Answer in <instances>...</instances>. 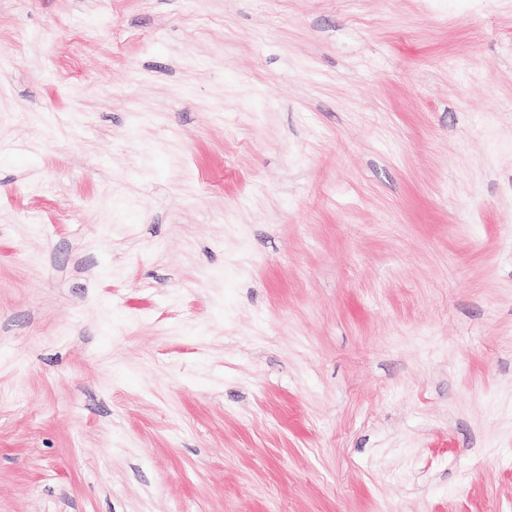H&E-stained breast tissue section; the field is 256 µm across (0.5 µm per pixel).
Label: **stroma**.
Listing matches in <instances>:
<instances>
[{"mask_svg": "<svg viewBox=\"0 0 512 512\" xmlns=\"http://www.w3.org/2000/svg\"><path fill=\"white\" fill-rule=\"evenodd\" d=\"M0 512H512V0H0Z\"/></svg>", "mask_w": 512, "mask_h": 512, "instance_id": "35a3bbf8", "label": "stroma"}]
</instances>
